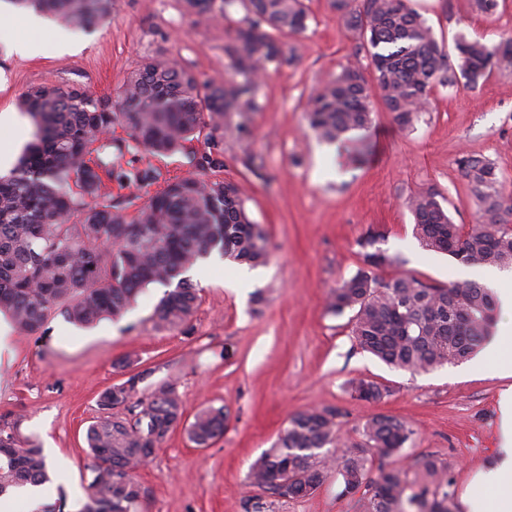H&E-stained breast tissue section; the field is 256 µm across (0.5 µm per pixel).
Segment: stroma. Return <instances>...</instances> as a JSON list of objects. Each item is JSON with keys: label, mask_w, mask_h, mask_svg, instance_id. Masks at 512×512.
Segmentation results:
<instances>
[{"label": "stroma", "mask_w": 512, "mask_h": 512, "mask_svg": "<svg viewBox=\"0 0 512 512\" xmlns=\"http://www.w3.org/2000/svg\"><path fill=\"white\" fill-rule=\"evenodd\" d=\"M306 0L307 29L289 37L291 63L269 68L261 81L260 111L226 113L218 150L224 179L246 190L250 218L265 229L267 264L254 282L239 285L238 263L195 280L199 306L186 335L156 327L152 315L165 293L149 285L117 320L77 326L55 316L36 334L10 329L0 350V417L21 418V432L39 443L50 471L45 488L54 512H78L93 478L86 430L101 416L100 394L129 374L150 370L142 391L166 382L187 415L226 407L224 435L194 447L183 429L171 432L138 469L140 512H359L357 497L340 496L341 478L329 474L310 496H257L250 464L270 448L297 412L333 407L346 446L361 443L366 420L382 413L404 420L413 436L396 465L416 468L432 457L448 466L454 512L486 502L474 478L498 455L499 393L503 379L474 360L428 372L391 368L355 343L348 316H335L327 296L359 266L357 240L382 233V249L398 256L397 269L438 285L458 280L459 261L424 249L413 235L410 196L432 188L455 223L472 227L479 208L458 160L492 161L512 192V76L494 73L476 86H435L429 110L410 127L395 124L381 101L362 140L364 163L340 165L336 146L307 125L312 95L343 66L367 67L369 56L332 6ZM436 37L460 33L489 44L512 36V0L495 14L474 0H411ZM225 22V21H224ZM224 22L186 12L183 0H112V13L89 31L72 34L73 48L56 49L52 27L25 26L15 11L14 40L35 38L46 50L22 55L0 40V113L20 109L31 88L55 82L112 96L144 58L166 56L202 83L234 80L224 55ZM100 157L113 171L152 169L161 179L188 174L189 156L209 154L206 138L185 151L157 156L135 148L126 129H112ZM263 302H255V294ZM387 388L379 401L354 398L350 381Z\"/></svg>", "instance_id": "obj_1"}]
</instances>
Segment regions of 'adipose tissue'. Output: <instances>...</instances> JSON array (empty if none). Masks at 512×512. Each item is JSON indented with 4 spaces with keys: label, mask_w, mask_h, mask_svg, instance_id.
<instances>
[{
    "label": "adipose tissue",
    "mask_w": 512,
    "mask_h": 512,
    "mask_svg": "<svg viewBox=\"0 0 512 512\" xmlns=\"http://www.w3.org/2000/svg\"><path fill=\"white\" fill-rule=\"evenodd\" d=\"M484 286L494 290L505 316L485 344L482 358L492 365L495 377L507 380L499 394L501 458L476 477L481 487L493 490L491 512H512V275L493 268L480 271Z\"/></svg>",
    "instance_id": "1"
}]
</instances>
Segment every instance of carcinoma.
I'll use <instances>...</instances> for the list:
<instances>
[{
	"mask_svg": "<svg viewBox=\"0 0 512 512\" xmlns=\"http://www.w3.org/2000/svg\"><path fill=\"white\" fill-rule=\"evenodd\" d=\"M52 12L72 31L89 29L109 16L112 0H8ZM184 0L193 14L219 20L225 5ZM243 19L224 28V55L239 82L216 85L200 95L193 72L168 57L146 59L125 80L116 97H102L78 85L50 84L26 93L22 107L36 124L35 141L17 169L0 177V313L25 335L37 333L55 314L89 325L122 317L150 284L168 287L154 312L155 325L188 333L197 310L196 288L184 273L217 251L225 258L263 264L269 257L263 227L244 207L239 184L216 171L210 155L199 163L211 174L164 181L132 215L101 193L112 167L92 157L115 125L132 142L159 156L185 149L205 129L216 132L228 112H257L256 86L270 64L291 60L281 37L298 35L309 19L304 0H240ZM345 26L369 47L370 74L349 64L311 99L308 126L328 144L372 124V99L379 97L392 119L408 127L419 117L435 85H475L494 72L512 74V37L488 45L463 33L454 51L437 39L410 0H334ZM459 167L479 202L480 222L465 231L428 189L412 195L408 207L414 234L427 249L466 265H512V197L493 163L467 155ZM152 169L119 178L152 184ZM379 235L357 241L360 265L328 298V309L350 317L359 348L383 363L411 373L469 359L492 336L494 294L476 282L427 284L409 275L388 280L375 270L398 264L377 247ZM109 388L100 395L102 416L87 430L93 480L78 512H139L141 487L135 471L182 422L185 407L168 383L143 398L137 386ZM354 397L378 401L385 389L359 379ZM224 408L206 407L186 427L198 448L224 435ZM338 413L313 408L293 415L277 441L250 466L251 487L279 498L312 495L336 467L346 495L361 493L360 512H453L448 466L432 458L420 463L421 480L402 466L381 464L397 456L413 435L393 416H371L363 442L341 452ZM49 476L43 450L21 436L20 421L0 420V496L13 487L38 486Z\"/></svg>",
	"mask_w": 512,
	"mask_h": 512,
	"instance_id": "carcinoma-1",
	"label": "carcinoma"
}]
</instances>
